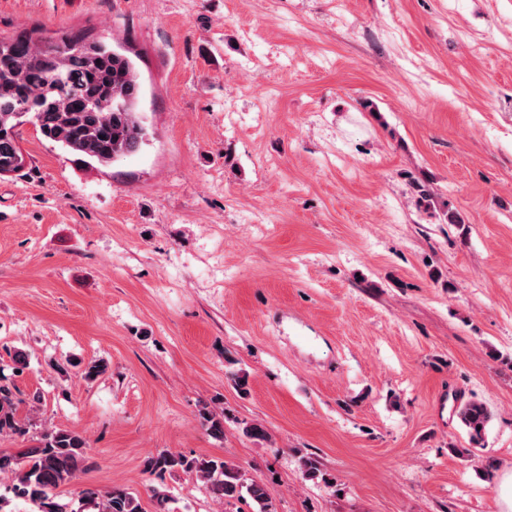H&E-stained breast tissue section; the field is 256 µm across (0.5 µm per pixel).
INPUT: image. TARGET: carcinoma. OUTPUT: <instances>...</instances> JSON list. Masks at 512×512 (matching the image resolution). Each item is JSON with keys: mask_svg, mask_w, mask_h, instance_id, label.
Returning a JSON list of instances; mask_svg holds the SVG:
<instances>
[{"mask_svg": "<svg viewBox=\"0 0 512 512\" xmlns=\"http://www.w3.org/2000/svg\"><path fill=\"white\" fill-rule=\"evenodd\" d=\"M140 94L134 62L83 32L60 39H35L28 31L0 36V177L26 168L18 131L27 123L88 164L107 166L137 153L149 137L137 110ZM16 394L15 385L0 380V439L27 435L29 444L16 452L0 451V476L10 478L14 493L38 504L40 512H70L69 505L49 493L83 468L88 439L73 429L39 431L35 421L20 420L14 408ZM456 415L471 443L479 444L492 418L490 408L469 399L458 406ZM199 417L212 437L224 436V416L204 407ZM153 466L196 473L219 501L248 498L256 512H275L265 486L247 477L236 462L167 452ZM299 469L306 480L332 484L310 457L300 458ZM81 496L97 512H142L137 497L124 489L103 494L88 489Z\"/></svg>", "mask_w": 512, "mask_h": 512, "instance_id": "obj_1", "label": "carcinoma"}]
</instances>
